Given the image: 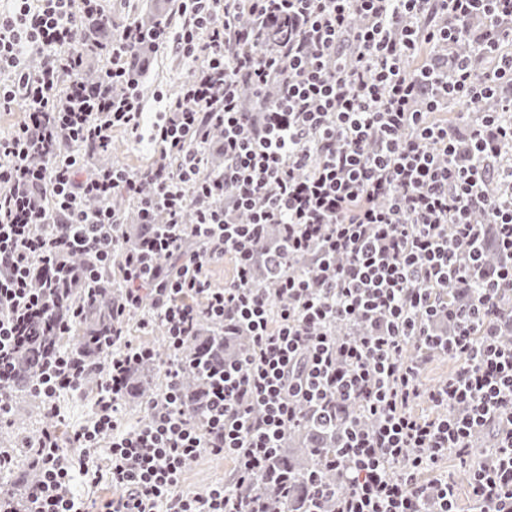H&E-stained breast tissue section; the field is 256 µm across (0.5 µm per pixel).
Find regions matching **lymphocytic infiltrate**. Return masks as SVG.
<instances>
[{"label":"lymphocytic infiltrate","instance_id":"obj_1","mask_svg":"<svg viewBox=\"0 0 512 512\" xmlns=\"http://www.w3.org/2000/svg\"><path fill=\"white\" fill-rule=\"evenodd\" d=\"M13 2L0 11V112L24 118L0 133L1 419L34 326L73 333L60 288L93 299L119 272L92 419L65 441L51 426L60 394L83 390L64 364L35 387L49 424L27 512H80L75 477L98 476L105 439V512H262L257 487L310 409L336 444L306 479V512H457L454 483L434 474L447 455L467 466L480 512H512V343L500 334L512 327V0H181L182 26L149 30L113 22L108 0ZM95 18L112 21L111 41L93 44ZM147 43L192 76L145 168L94 166L114 129L140 133L129 60ZM93 47L105 64L89 82ZM452 109L457 121L439 120ZM272 227L282 250L259 288L253 259ZM490 234L500 261L475 288ZM80 254L89 264H68ZM227 257L234 275L219 286L209 268ZM138 311L164 332L165 385L124 428L126 374L151 354L126 338ZM202 322L244 328L251 345L205 368L208 406L192 420L179 384ZM441 355L460 366L426 386ZM478 433L489 442L477 453ZM206 451L230 457L232 477L182 491L185 463Z\"/></svg>","mask_w":512,"mask_h":512}]
</instances>
